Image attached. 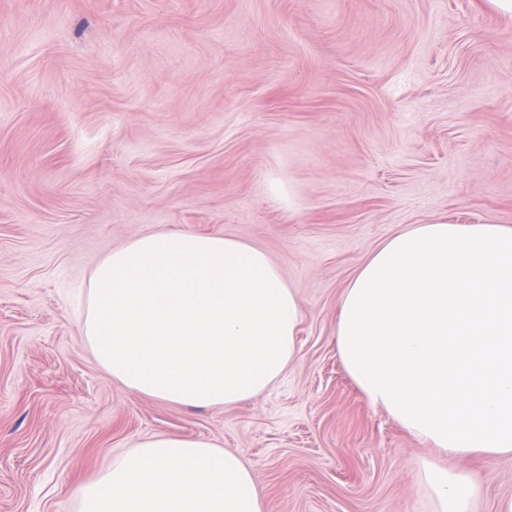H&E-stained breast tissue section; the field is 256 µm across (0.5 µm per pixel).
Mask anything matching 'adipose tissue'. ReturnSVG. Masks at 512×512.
Returning <instances> with one entry per match:
<instances>
[{
    "label": "adipose tissue",
    "instance_id": "1",
    "mask_svg": "<svg viewBox=\"0 0 512 512\" xmlns=\"http://www.w3.org/2000/svg\"><path fill=\"white\" fill-rule=\"evenodd\" d=\"M301 304L261 250L219 235L157 232L93 269L81 335L128 389L231 406L279 379ZM336 350L372 407L463 459L512 453V226L444 218L399 231L341 297ZM433 512H478L462 470L426 464ZM78 512H263L252 471L215 443L160 435L76 488Z\"/></svg>",
    "mask_w": 512,
    "mask_h": 512
}]
</instances>
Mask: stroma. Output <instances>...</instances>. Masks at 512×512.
<instances>
[{"instance_id":"1","label":"stroma","mask_w":512,"mask_h":512,"mask_svg":"<svg viewBox=\"0 0 512 512\" xmlns=\"http://www.w3.org/2000/svg\"><path fill=\"white\" fill-rule=\"evenodd\" d=\"M440 217L512 226V21L480 0H0V512H76L155 435L237 453L265 512H428L426 461L498 512L512 455H440L336 351L360 266ZM159 231L248 242L295 289L256 396L167 403L91 357L92 269Z\"/></svg>"}]
</instances>
